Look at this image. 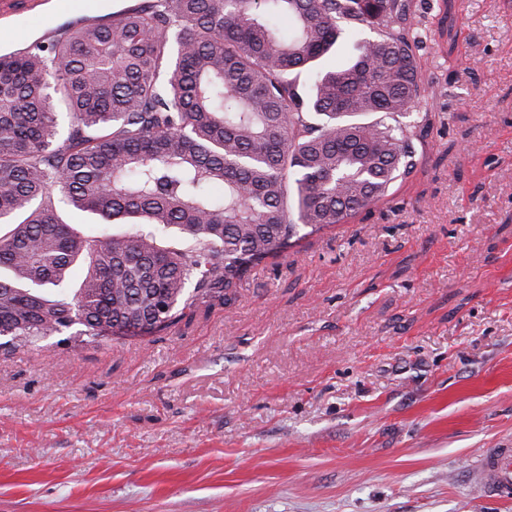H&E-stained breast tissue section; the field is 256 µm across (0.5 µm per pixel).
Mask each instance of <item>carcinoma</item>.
<instances>
[{
	"mask_svg": "<svg viewBox=\"0 0 512 512\" xmlns=\"http://www.w3.org/2000/svg\"><path fill=\"white\" fill-rule=\"evenodd\" d=\"M408 10L141 0L0 54V347L76 325V347L166 329L304 230L385 197L415 166L399 117L425 92L407 34L363 41L305 94L299 79L345 31ZM57 191L96 222H68Z\"/></svg>",
	"mask_w": 512,
	"mask_h": 512,
	"instance_id": "1",
	"label": "carcinoma"
}]
</instances>
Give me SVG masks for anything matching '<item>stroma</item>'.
I'll return each instance as SVG.
<instances>
[{"mask_svg": "<svg viewBox=\"0 0 512 512\" xmlns=\"http://www.w3.org/2000/svg\"><path fill=\"white\" fill-rule=\"evenodd\" d=\"M135 0L18 15L0 52ZM417 165L175 326L0 348V512H512V0H413ZM477 497L493 501L512 499V448H487L471 467Z\"/></svg>", "mask_w": 512, "mask_h": 512, "instance_id": "stroma-1", "label": "stroma"}]
</instances>
